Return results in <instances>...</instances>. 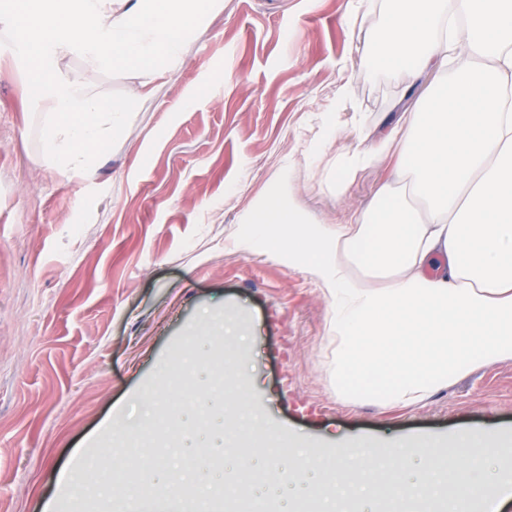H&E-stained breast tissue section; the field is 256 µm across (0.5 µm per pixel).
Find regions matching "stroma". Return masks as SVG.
<instances>
[{"instance_id": "1", "label": "stroma", "mask_w": 512, "mask_h": 512, "mask_svg": "<svg viewBox=\"0 0 512 512\" xmlns=\"http://www.w3.org/2000/svg\"><path fill=\"white\" fill-rule=\"evenodd\" d=\"M352 13L387 20L382 0H224L85 178L45 164L44 113L0 18V512H43L70 457L111 416L135 418L144 389L165 393L166 371L188 403L223 373L275 435L321 457L359 437L512 436V361L415 407L337 398L323 285L278 250L242 248L244 215L280 185L316 224L367 205L381 168L340 193L336 163L426 87L372 65ZM58 67L100 99L133 87L75 56Z\"/></svg>"}]
</instances>
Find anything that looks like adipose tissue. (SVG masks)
Listing matches in <instances>:
<instances>
[{
  "label": "adipose tissue",
  "mask_w": 512,
  "mask_h": 512,
  "mask_svg": "<svg viewBox=\"0 0 512 512\" xmlns=\"http://www.w3.org/2000/svg\"><path fill=\"white\" fill-rule=\"evenodd\" d=\"M386 2L387 22L368 30L383 65L436 79L374 149L337 167L344 185L384 160L370 203L346 222L313 224L282 188L249 221L325 287L337 396L408 407L512 361V0ZM223 9L224 0H0L46 104V164L89 174L136 103L182 65L195 35ZM452 15L462 20L467 61L451 73ZM66 55L129 70L136 86L123 100L93 98L57 71Z\"/></svg>",
  "instance_id": "adipose-tissue-1"
}]
</instances>
